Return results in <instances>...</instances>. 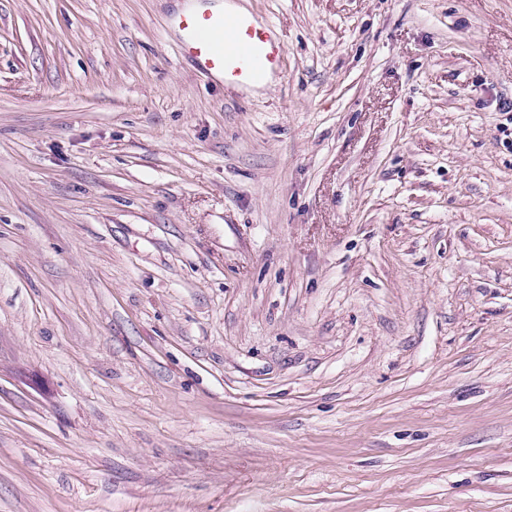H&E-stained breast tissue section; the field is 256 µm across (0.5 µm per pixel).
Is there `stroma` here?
Listing matches in <instances>:
<instances>
[{
  "label": "stroma",
  "instance_id": "obj_1",
  "mask_svg": "<svg viewBox=\"0 0 512 512\" xmlns=\"http://www.w3.org/2000/svg\"><path fill=\"white\" fill-rule=\"evenodd\" d=\"M0 0V512H512V0ZM196 4L178 13L174 25L179 33L183 58L196 71L224 84H262L280 72L283 47L269 25L257 22L235 3L213 9L207 0H189Z\"/></svg>",
  "mask_w": 512,
  "mask_h": 512
}]
</instances>
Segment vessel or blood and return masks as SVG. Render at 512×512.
<instances>
[{"instance_id": "vessel-or-blood-1", "label": "vessel or blood", "mask_w": 512, "mask_h": 512, "mask_svg": "<svg viewBox=\"0 0 512 512\" xmlns=\"http://www.w3.org/2000/svg\"><path fill=\"white\" fill-rule=\"evenodd\" d=\"M174 18L183 58L227 84L255 85L280 72L283 47L272 28L248 14H229L206 0Z\"/></svg>"}]
</instances>
